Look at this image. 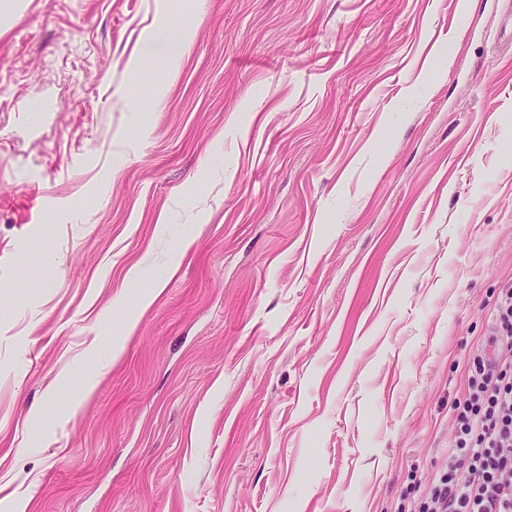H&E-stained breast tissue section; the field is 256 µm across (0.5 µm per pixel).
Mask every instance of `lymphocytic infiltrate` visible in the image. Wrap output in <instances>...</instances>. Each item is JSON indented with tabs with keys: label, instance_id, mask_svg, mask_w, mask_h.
I'll use <instances>...</instances> for the list:
<instances>
[{
	"label": "lymphocytic infiltrate",
	"instance_id": "obj_1",
	"mask_svg": "<svg viewBox=\"0 0 512 512\" xmlns=\"http://www.w3.org/2000/svg\"><path fill=\"white\" fill-rule=\"evenodd\" d=\"M495 353L475 357L451 405L454 438L417 512H512V283L494 308Z\"/></svg>",
	"mask_w": 512,
	"mask_h": 512
}]
</instances>
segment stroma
Masks as SVG:
<instances>
[{
	"label": "stroma",
	"instance_id": "obj_1",
	"mask_svg": "<svg viewBox=\"0 0 512 512\" xmlns=\"http://www.w3.org/2000/svg\"><path fill=\"white\" fill-rule=\"evenodd\" d=\"M509 17L0 0V512H412L512 280ZM186 42L187 36L184 35V32L175 35L169 26H161L155 29L145 41L142 53L144 56L165 53L173 58H178Z\"/></svg>",
	"mask_w": 512,
	"mask_h": 512
}]
</instances>
